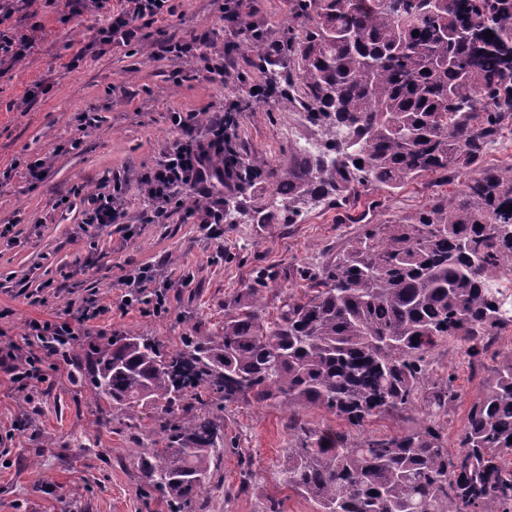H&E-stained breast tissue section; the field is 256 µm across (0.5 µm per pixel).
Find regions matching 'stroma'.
<instances>
[{"label": "stroma", "mask_w": 512, "mask_h": 512, "mask_svg": "<svg viewBox=\"0 0 512 512\" xmlns=\"http://www.w3.org/2000/svg\"><path fill=\"white\" fill-rule=\"evenodd\" d=\"M123 4L108 0L105 10L73 18L67 0H36L33 12L15 13L9 21L34 46L20 61L0 63V227L6 229L0 234V356L12 348L27 351L31 320L91 297L109 308L94 321V332L108 338L135 331L179 348L189 328L218 329L225 301L258 270L272 272L266 301L276 304L280 287L302 288L300 270L321 266L363 226L413 216L435 191L460 189L463 178L453 172L439 187L430 177L392 191L360 187L347 201L310 207L297 223L228 224L217 239L189 218L195 194L184 190L167 219L148 223L151 204L140 178L177 137L172 113L196 112L203 145L210 140L212 112L231 114L237 151L264 169L287 164L290 147L319 131L302 110L282 108L276 94L253 97L263 62L248 51L246 33L227 20L238 6L266 40H298L305 26L294 17L293 0H180L175 14L143 20L139 44L97 45L98 28ZM204 33L212 39L209 53L230 52L229 76L198 77L164 51ZM77 55L82 63L70 68ZM38 83L49 93L29 99ZM88 113L97 115V126H84ZM74 139L78 149L60 151ZM27 157L46 159L43 180H31L19 166ZM103 189L124 221L85 229L88 201ZM140 267L149 268L156 283H168L165 312L122 307L119 279ZM61 282L67 288L59 293ZM510 353L512 326L499 331L475 368L458 344L432 350V380L455 375L460 392L436 420L448 448L457 446L489 380L488 367ZM70 370L61 362L59 371L25 394L0 368V512H167L147 491L133 454L152 437V412L140 408L132 420L103 423ZM221 415L224 456L211 466L210 491L199 493L187 512H313L312 501L281 481L287 450L297 442L288 410L241 400L225 405ZM298 417L352 442L399 435L421 420L415 412L387 414L351 432L322 407L303 409ZM73 488L78 496H70Z\"/></svg>", "instance_id": "35a3bbf8"}]
</instances>
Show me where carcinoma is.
Segmentation results:
<instances>
[{
    "label": "carcinoma",
    "instance_id": "1",
    "mask_svg": "<svg viewBox=\"0 0 512 512\" xmlns=\"http://www.w3.org/2000/svg\"><path fill=\"white\" fill-rule=\"evenodd\" d=\"M294 13L311 21L288 57L302 86L294 95L286 81L279 99L323 130L320 150L293 145L288 165L266 172L272 201L253 216L294 224L356 185L398 189L450 167L462 188L363 228L301 273L304 293L279 289L272 313V275L260 272L224 303L218 330L175 350L129 332L78 339L62 350L70 376L116 421L155 411L158 438L135 457L169 512L210 487L224 453V418L192 403L200 389L223 404L323 407L351 430L391 411L422 413L400 436L353 443L299 427L281 478L315 512H508L512 353L470 408L454 454L435 419L458 398L455 377L429 383L428 357L448 341L476 358L508 324L492 283L512 242L491 225H512V166L480 161L512 117V0H294ZM237 25L265 55L251 22Z\"/></svg>",
    "mask_w": 512,
    "mask_h": 512
}]
</instances>
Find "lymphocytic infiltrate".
I'll use <instances>...</instances> for the list:
<instances>
[{
  "label": "lymphocytic infiltrate",
  "mask_w": 512,
  "mask_h": 512,
  "mask_svg": "<svg viewBox=\"0 0 512 512\" xmlns=\"http://www.w3.org/2000/svg\"><path fill=\"white\" fill-rule=\"evenodd\" d=\"M128 7L110 16L108 23L99 28V44L111 43L132 45L142 39L140 19L154 17L162 13H174L173 0H127ZM171 122L178 132L173 145L167 147L162 159L144 173L141 182L145 186L152 203L151 222H161L168 215V208L176 198L178 189L186 187L209 198L206 208L196 212L195 219L208 236L221 237L224 222V190L229 181L224 175L223 166L217 165V158L224 155V139L230 127L223 113H213L209 128L212 139L208 146H201L193 136L196 127L194 112H176ZM120 283L125 293L123 306L133 304L151 305L153 311L166 308L165 287L152 286L146 271L134 270L121 276ZM105 310L98 300L83 301L79 306H67L66 319H35L30 329L36 341L24 356L7 351L0 361L6 364L13 379L21 388H28L31 382H44L53 360L61 345L72 338L87 336L91 324Z\"/></svg>",
  "instance_id": "obj_1"
}]
</instances>
